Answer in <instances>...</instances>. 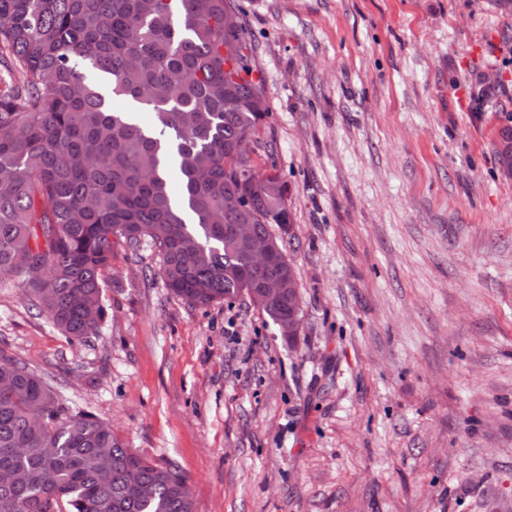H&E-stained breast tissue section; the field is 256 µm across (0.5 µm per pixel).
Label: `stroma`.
<instances>
[{
  "instance_id": "obj_1",
  "label": "stroma",
  "mask_w": 512,
  "mask_h": 512,
  "mask_svg": "<svg viewBox=\"0 0 512 512\" xmlns=\"http://www.w3.org/2000/svg\"><path fill=\"white\" fill-rule=\"evenodd\" d=\"M239 3L299 336L245 296L178 299L144 246L81 343L0 277V347L174 463L196 512H512V8Z\"/></svg>"
}]
</instances>
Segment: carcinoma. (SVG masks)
I'll return each instance as SVG.
<instances>
[{
  "instance_id": "obj_1",
  "label": "carcinoma",
  "mask_w": 512,
  "mask_h": 512,
  "mask_svg": "<svg viewBox=\"0 0 512 512\" xmlns=\"http://www.w3.org/2000/svg\"><path fill=\"white\" fill-rule=\"evenodd\" d=\"M20 78L0 94V275L70 342L107 316L104 272L122 246L158 250V276L196 306L236 298L250 266L224 224H289L288 185L249 178L269 106L236 0H0V49ZM112 94L153 128L110 109ZM244 199L224 220V193ZM0 512H196L172 464L141 455L0 349ZM136 474L139 488L129 487Z\"/></svg>"
}]
</instances>
